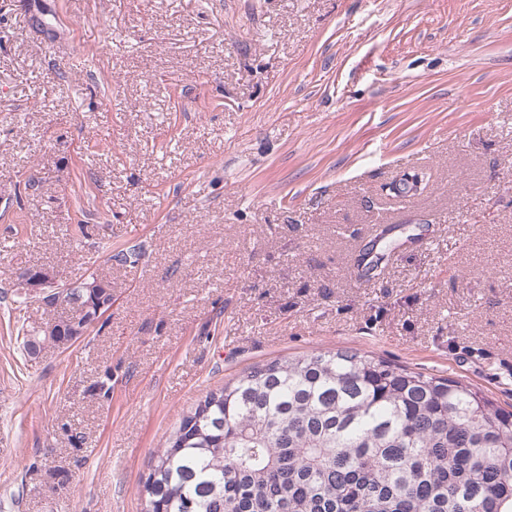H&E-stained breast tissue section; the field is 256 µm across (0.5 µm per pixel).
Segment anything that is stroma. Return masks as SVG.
<instances>
[{
	"mask_svg": "<svg viewBox=\"0 0 512 512\" xmlns=\"http://www.w3.org/2000/svg\"><path fill=\"white\" fill-rule=\"evenodd\" d=\"M29 267L112 307L26 358ZM336 347L512 409V0H0V512H144L197 399Z\"/></svg>",
	"mask_w": 512,
	"mask_h": 512,
	"instance_id": "stroma-1",
	"label": "stroma"
}]
</instances>
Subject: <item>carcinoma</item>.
I'll return each mask as SVG.
<instances>
[{"label": "carcinoma", "mask_w": 512, "mask_h": 512, "mask_svg": "<svg viewBox=\"0 0 512 512\" xmlns=\"http://www.w3.org/2000/svg\"><path fill=\"white\" fill-rule=\"evenodd\" d=\"M107 287L60 288L75 318L26 354L81 338ZM142 493L146 512H512V411L355 348L275 358L197 401Z\"/></svg>", "instance_id": "obj_1"}]
</instances>
